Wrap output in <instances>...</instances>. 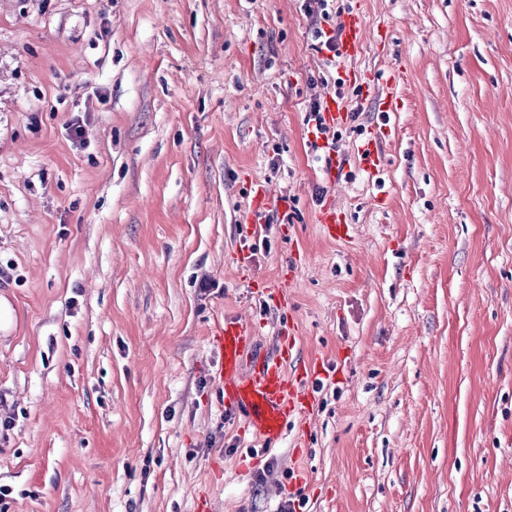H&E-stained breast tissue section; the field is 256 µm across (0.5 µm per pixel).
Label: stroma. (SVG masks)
I'll list each match as a JSON object with an SVG mask.
<instances>
[{"label": "stroma", "mask_w": 512, "mask_h": 512, "mask_svg": "<svg viewBox=\"0 0 512 512\" xmlns=\"http://www.w3.org/2000/svg\"><path fill=\"white\" fill-rule=\"evenodd\" d=\"M306 3L0 0V512H512V0H366L357 84ZM250 171L288 209L246 241ZM227 317L335 374L276 447L224 410ZM306 122L309 125L311 122H315L312 126L316 131V137H320L319 135H324V139L329 144V139H331V145L335 144L338 139V132L335 130L332 131L330 128L341 126L346 123L348 116L346 112H344L341 104L336 100V98L329 96L326 99V104L323 112V107L321 103L317 100L311 102L306 110ZM324 119V126L323 119ZM329 127V128H328ZM381 144L380 136L377 133H373L371 138H368L357 147L362 169L372 179L379 174L382 156ZM317 224L322 225L324 236L331 241L346 240L348 224L345 223L342 213L332 202L324 205L316 215Z\"/></svg>", "instance_id": "stroma-1"}]
</instances>
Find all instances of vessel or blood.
Wrapping results in <instances>:
<instances>
[{
	"mask_svg": "<svg viewBox=\"0 0 512 512\" xmlns=\"http://www.w3.org/2000/svg\"><path fill=\"white\" fill-rule=\"evenodd\" d=\"M338 30L340 61L345 64L361 52L368 39L361 12L341 16ZM357 152L367 176H378L382 156L380 136L372 135L358 146ZM253 184V193L242 215L246 229L251 231L270 211L287 205L261 179H254ZM316 221L327 239H347L348 226L335 204L324 205ZM280 335V346L269 353L259 348L249 321L228 319L215 325L209 333V342L217 355L215 379L224 395L225 409L241 414L247 426L267 445L281 440L288 422L304 420L311 414L315 399L310 381L334 378L320 360L306 363L296 359L295 326L281 328Z\"/></svg>",
	"mask_w": 512,
	"mask_h": 512,
	"instance_id": "obj_1",
	"label": "vessel or blood"
}]
</instances>
